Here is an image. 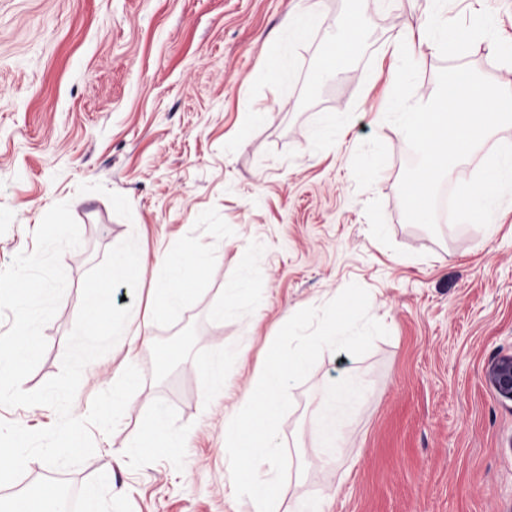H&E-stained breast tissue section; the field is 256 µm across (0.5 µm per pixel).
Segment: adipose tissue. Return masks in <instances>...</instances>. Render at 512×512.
Listing matches in <instances>:
<instances>
[{"mask_svg":"<svg viewBox=\"0 0 512 512\" xmlns=\"http://www.w3.org/2000/svg\"><path fill=\"white\" fill-rule=\"evenodd\" d=\"M471 34L464 28H446L436 30L435 34L424 32L402 34L395 40V48L404 52L411 64L422 62L426 48L437 44L448 53L461 56L469 47ZM211 258L207 252L199 251L190 257H183L181 252L168 254L164 261V275L157 288L156 315L162 316L180 309L185 301L187 288L209 267ZM166 412L161 406H154L147 431L137 435L130 443L128 455L143 453L149 448L183 447L182 437L172 434L167 429Z\"/></svg>","mask_w":512,"mask_h":512,"instance_id":"ef3b65f1","label":"adipose tissue"}]
</instances>
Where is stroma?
Segmentation results:
<instances>
[{"label": "stroma", "instance_id": "obj_1", "mask_svg": "<svg viewBox=\"0 0 512 512\" xmlns=\"http://www.w3.org/2000/svg\"><path fill=\"white\" fill-rule=\"evenodd\" d=\"M304 5L0 0V269L33 251L56 203L69 202L81 236L62 256L67 288L23 389L59 373L84 276L109 249L133 235L151 258L171 248L212 256L183 309L154 321L149 344H116L85 368L72 407L82 415L127 365L141 371L116 430L92 429L95 452L79 467L27 465L22 484H53L70 512H252L230 493L225 422L283 319L353 282L389 335L358 358L324 351L292 387L275 512L300 498L325 512H512V400L487 379L512 356V196L484 228L442 214L434 233L407 222L399 184L415 156L384 120L402 31L472 33L465 58L423 60L416 94L459 64L512 81V0H455L440 14L432 0H322L324 22L289 41L288 13ZM349 24L354 54L317 80L324 48ZM278 42L292 57L282 84L258 66ZM257 109L269 117L254 125ZM371 154L382 164L367 174ZM225 298L230 311L211 320ZM221 352L230 358L218 390L209 367ZM349 376L369 393L342 418L343 457L325 466L321 402ZM158 402L187 447L116 464Z\"/></svg>", "mask_w": 512, "mask_h": 512}]
</instances>
